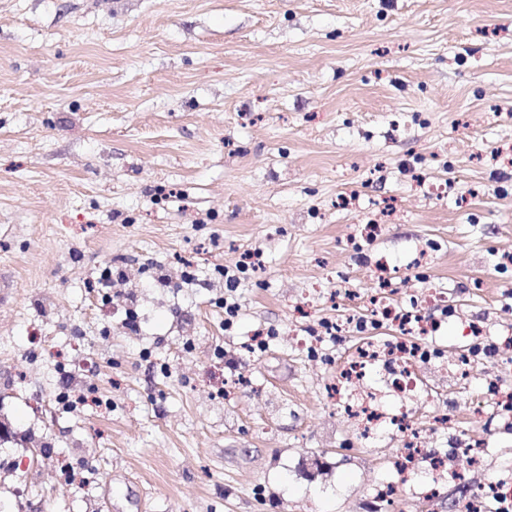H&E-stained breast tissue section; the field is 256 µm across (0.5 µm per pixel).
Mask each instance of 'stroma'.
<instances>
[{"label":"stroma","mask_w":512,"mask_h":512,"mask_svg":"<svg viewBox=\"0 0 512 512\" xmlns=\"http://www.w3.org/2000/svg\"><path fill=\"white\" fill-rule=\"evenodd\" d=\"M508 145L512 0H0V512H373L401 442L358 443L326 398L369 336L323 360L295 339L368 313L381 256L400 297L458 307L419 371L427 448L486 445L382 512H461L512 473V429L475 416L512 351L448 368L468 325L512 336V167L489 159ZM362 224L381 232L360 255ZM253 249L228 329L222 269ZM155 263L169 285L146 287ZM108 264L138 323L93 303ZM79 388L97 403L53 406Z\"/></svg>","instance_id":"1"}]
</instances>
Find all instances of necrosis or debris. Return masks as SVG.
<instances>
[{
    "label": "necrosis or debris",
    "mask_w": 512,
    "mask_h": 512,
    "mask_svg": "<svg viewBox=\"0 0 512 512\" xmlns=\"http://www.w3.org/2000/svg\"><path fill=\"white\" fill-rule=\"evenodd\" d=\"M374 303V315L357 320L356 328L366 332L386 324L397 329L399 335L388 344H371L357 353L336 381V401L344 406L362 438H374L383 429L402 437L404 448L396 456L394 466L406 479L416 474L424 475L425 480L418 488L429 497L435 494L441 481L459 482L463 479L451 464L457 453L456 445H449L442 452H427L423 432L406 406L407 401L421 394L417 376L419 365L442 359V352L436 345L442 321L426 319L382 294L376 296ZM375 367L387 375L390 390L397 399L396 405H386L381 397L361 389L366 370ZM462 512H512V478L490 481L463 503Z\"/></svg>",
    "instance_id": "1"
}]
</instances>
